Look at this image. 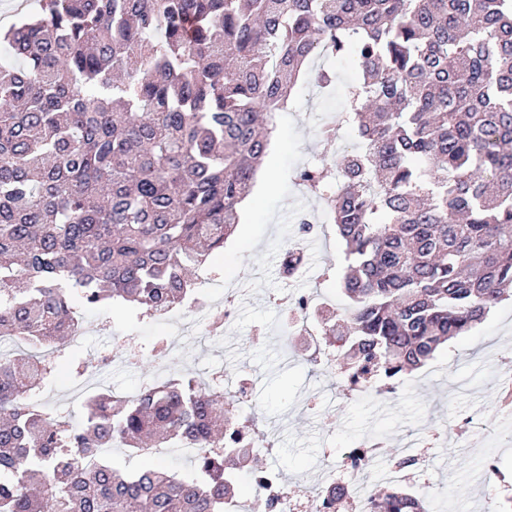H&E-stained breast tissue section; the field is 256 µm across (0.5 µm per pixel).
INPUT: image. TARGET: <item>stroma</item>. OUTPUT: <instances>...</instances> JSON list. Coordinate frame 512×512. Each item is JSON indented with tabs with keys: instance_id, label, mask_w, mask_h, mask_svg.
<instances>
[{
	"instance_id": "obj_1",
	"label": "stroma",
	"mask_w": 512,
	"mask_h": 512,
	"mask_svg": "<svg viewBox=\"0 0 512 512\" xmlns=\"http://www.w3.org/2000/svg\"><path fill=\"white\" fill-rule=\"evenodd\" d=\"M315 64L335 73L334 85L322 90L301 77L278 114L267 155L277 171L275 187L269 192L253 188L252 212L242 214L210 266L217 279L242 290L231 328L211 342L182 338L162 363L153 348L168 333L163 322L109 306L86 311L83 344L63 349L52 374L30 398L78 425L85 409L66 407L68 395L108 357L113 363L104 388L125 397L137 395L158 375L200 380L215 369L228 378L251 373L257 377L255 414L278 440L276 448L260 451L258 463L279 470L289 488L322 481L325 451L372 437L380 448L371 491L384 487L385 467L413 442L431 483L421 497L427 512H502L512 498V398L503 390L512 382V300L493 308L467 335L449 341L423 367L398 378L394 392L373 400L349 395L338 365L307 363L304 352L321 346L320 336L298 339L301 352L295 358L281 353L287 315L270 303V296L308 291L335 313L349 306L340 288L347 262L336 226L296 174L308 168L326 171L332 154L357 145L352 126L340 129L329 145L321 142L318 129L343 112L346 93L361 74L349 56L320 57ZM304 221L315 227L306 237L298 232ZM297 237L303 240L306 263L289 280L280 274V251ZM328 413L336 422L331 430L324 423Z\"/></svg>"
}]
</instances>
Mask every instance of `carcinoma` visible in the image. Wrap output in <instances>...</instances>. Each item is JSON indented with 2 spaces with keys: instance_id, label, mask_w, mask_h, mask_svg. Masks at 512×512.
I'll return each instance as SVG.
<instances>
[{
  "instance_id": "carcinoma-1",
  "label": "carcinoma",
  "mask_w": 512,
  "mask_h": 512,
  "mask_svg": "<svg viewBox=\"0 0 512 512\" xmlns=\"http://www.w3.org/2000/svg\"><path fill=\"white\" fill-rule=\"evenodd\" d=\"M0 35V512H224L245 448L224 395L170 376L99 393L73 426L27 392L88 306L153 317L224 251L305 64L349 53L360 144L311 169L345 245L343 317L318 319L356 384L466 335L512 286V0H39ZM304 253H284L289 278ZM199 448L197 472L104 449ZM96 458L87 472L80 462ZM375 512H425L405 487Z\"/></svg>"
}]
</instances>
